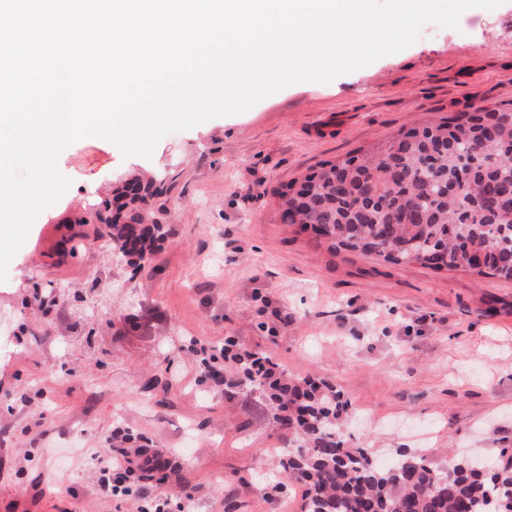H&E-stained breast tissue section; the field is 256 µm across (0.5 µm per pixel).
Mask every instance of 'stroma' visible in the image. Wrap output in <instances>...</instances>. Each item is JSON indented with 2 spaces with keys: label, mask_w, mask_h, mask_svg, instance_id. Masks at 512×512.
I'll return each mask as SVG.
<instances>
[{
  "label": "stroma",
  "mask_w": 512,
  "mask_h": 512,
  "mask_svg": "<svg viewBox=\"0 0 512 512\" xmlns=\"http://www.w3.org/2000/svg\"><path fill=\"white\" fill-rule=\"evenodd\" d=\"M512 100V0L327 83L166 134L151 155L77 140L69 186L31 224L0 282V512H131L98 488L87 449L129 429L170 459L153 495L189 512H304L279 481L290 434L259 389L202 376L200 347L236 336L289 375L340 390L351 446L437 464L512 446V280L336 252L283 223L278 192L319 163L400 131ZM163 174L150 263L70 222L127 182Z\"/></svg>",
  "instance_id": "1"
}]
</instances>
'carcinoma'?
I'll return each instance as SVG.
<instances>
[{
	"label": "carcinoma",
	"mask_w": 512,
	"mask_h": 512,
	"mask_svg": "<svg viewBox=\"0 0 512 512\" xmlns=\"http://www.w3.org/2000/svg\"><path fill=\"white\" fill-rule=\"evenodd\" d=\"M165 179L125 184V209L105 202L112 249L127 262L147 256L124 229L151 224ZM281 218L310 226L328 246L396 266L462 268L512 280V103L481 102L467 112L402 131L388 142L327 161L278 192ZM288 416L297 441L285 450L288 480L306 481L305 512H512V454L493 468L454 459L438 468L425 454L401 452L382 467L368 448H349L340 431L339 392L317 394Z\"/></svg>",
	"instance_id": "1"
}]
</instances>
